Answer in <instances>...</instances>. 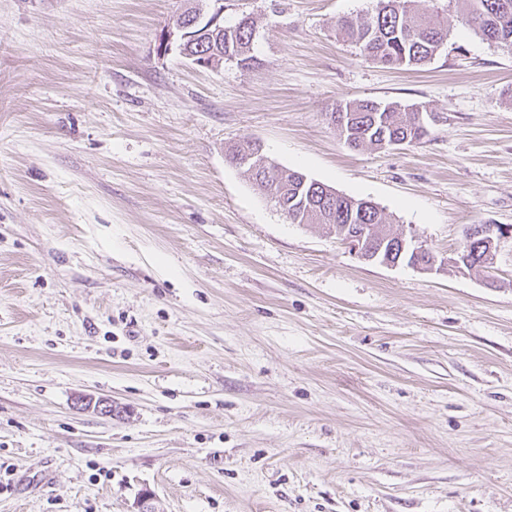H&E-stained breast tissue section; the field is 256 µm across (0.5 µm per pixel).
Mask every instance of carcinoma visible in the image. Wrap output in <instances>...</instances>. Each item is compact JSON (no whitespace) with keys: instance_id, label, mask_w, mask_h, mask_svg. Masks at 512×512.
I'll return each mask as SVG.
<instances>
[{"instance_id":"1","label":"carcinoma","mask_w":512,"mask_h":512,"mask_svg":"<svg viewBox=\"0 0 512 512\" xmlns=\"http://www.w3.org/2000/svg\"><path fill=\"white\" fill-rule=\"evenodd\" d=\"M414 2L377 0L371 13L336 20V31L354 44L361 55L384 66H421L448 44L451 30L441 11L421 12L413 7ZM448 7L454 9L464 29L512 54V0H448ZM256 30V21L250 16L227 20L221 39L208 37L194 45L192 51L204 53L220 46L225 59L245 69L256 60ZM420 112H427L426 107L362 99L340 102L330 115L349 147L377 149L384 137L405 141L409 146L428 137L431 123L421 125ZM249 156L253 157L252 162L242 169L268 196L277 197L275 204L289 221L318 224L325 230L336 224H372L378 241L390 233L384 210L369 199L348 197L313 179L303 186L300 171L271 165L265 153L256 152L248 140L234 145L228 154L235 165Z\"/></svg>"}]
</instances>
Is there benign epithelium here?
Here are the masks:
<instances>
[{
	"mask_svg": "<svg viewBox=\"0 0 512 512\" xmlns=\"http://www.w3.org/2000/svg\"><path fill=\"white\" fill-rule=\"evenodd\" d=\"M224 22V0H213V8L208 13L197 12L191 15V21H176L164 35L165 46L176 41L180 53L192 63L209 68H217L224 62V55L195 54L190 52L191 46L200 36L198 29L207 32L212 28L221 29ZM366 233L339 234L337 239L349 248V251L366 262H376L381 265L395 267L400 261L409 262V266L423 272L442 271L455 267L460 272H466L469 267L467 256L469 252H479L487 248L482 256L486 268L493 267L495 255L501 241L512 238V229L494 224H470L463 229L462 239L458 247L446 255H438L424 242L412 233H401L390 241L389 253L386 256L380 252L369 251L365 247Z\"/></svg>",
	"mask_w": 512,
	"mask_h": 512,
	"instance_id": "7a95c632",
	"label": "benign epithelium"
}]
</instances>
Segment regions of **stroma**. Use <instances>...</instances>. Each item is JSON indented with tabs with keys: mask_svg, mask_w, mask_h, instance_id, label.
Segmentation results:
<instances>
[{
	"mask_svg": "<svg viewBox=\"0 0 512 512\" xmlns=\"http://www.w3.org/2000/svg\"><path fill=\"white\" fill-rule=\"evenodd\" d=\"M196 3L0 0V512H512V241L364 262L226 157L448 253L512 226V54L457 26L396 70L334 28L376 0H224L258 61L210 70L158 50ZM366 98L441 121L354 150L328 114ZM248 156H254L252 162L241 165L239 162ZM228 158L262 189L289 221L295 224H319L324 230L331 231L334 224H374V236L377 241L385 239L386 235H394L387 229V217L382 208L365 198H354L336 192L332 187L308 178L307 184L301 187L299 175L304 173L284 167L272 166L263 152H255L250 140H243L234 145L229 151ZM307 177V176H306ZM277 198H275V196ZM366 231L336 237L349 248V251L366 262H376L381 265L395 267L409 260L408 266L423 272L443 271L455 267L458 273H466L469 268L467 256L471 250L477 254L484 245L487 251L482 256L486 271L493 267L495 255L502 240L511 239L510 227L494 224H470L463 229L462 239L458 247L448 255H437L414 234L406 232L386 238L380 248L367 251L365 247ZM390 241L389 253L381 255L383 245ZM398 251V256L393 255ZM431 257L429 264L424 265L421 257ZM395 259L394 261L392 260Z\"/></svg>",
	"mask_w": 512,
	"mask_h": 512,
	"instance_id": "35a3bbf8",
	"label": "stroma"
}]
</instances>
